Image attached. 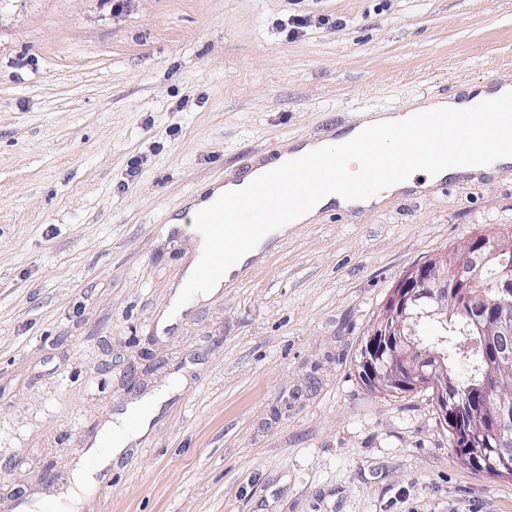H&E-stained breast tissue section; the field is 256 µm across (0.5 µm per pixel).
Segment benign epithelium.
Here are the masks:
<instances>
[{
  "mask_svg": "<svg viewBox=\"0 0 512 512\" xmlns=\"http://www.w3.org/2000/svg\"><path fill=\"white\" fill-rule=\"evenodd\" d=\"M461 253L441 251L409 269L392 288L385 304L363 341L357 366L366 380L381 382L389 391L408 394L419 391L434 375L431 353L414 352L405 364L395 348L415 335L422 320L448 321V289L464 290L479 281L488 263L503 251L499 240L480 235L465 239ZM487 287L497 290L496 298L467 297V312L479 324L487 344L512 343V267L505 266L488 279ZM434 408L440 422L448 425L452 443L472 453L484 467L507 472L512 469V449L501 441L488 447V435L512 429V405L503 401L491 409L487 421L470 410V405L443 389L435 396Z\"/></svg>",
  "mask_w": 512,
  "mask_h": 512,
  "instance_id": "obj_1",
  "label": "benign epithelium"
}]
</instances>
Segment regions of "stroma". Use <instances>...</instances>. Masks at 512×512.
I'll list each match as a JSON object with an SVG mask.
<instances>
[{"mask_svg":"<svg viewBox=\"0 0 512 512\" xmlns=\"http://www.w3.org/2000/svg\"><path fill=\"white\" fill-rule=\"evenodd\" d=\"M505 74L512 0H11L0 512L65 494L103 426L164 390L80 512H512L428 394L355 367L407 270L512 228V171L324 212L207 299L164 231L251 156Z\"/></svg>","mask_w":512,"mask_h":512,"instance_id":"1","label":"stroma"}]
</instances>
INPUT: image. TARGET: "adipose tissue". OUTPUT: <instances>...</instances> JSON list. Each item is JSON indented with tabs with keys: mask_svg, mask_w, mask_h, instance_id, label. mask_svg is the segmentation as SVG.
<instances>
[{
	"mask_svg": "<svg viewBox=\"0 0 512 512\" xmlns=\"http://www.w3.org/2000/svg\"><path fill=\"white\" fill-rule=\"evenodd\" d=\"M512 164V156L506 154L483 153L464 158L462 162L449 169L435 166L408 168L400 176L391 179L372 181L374 195L371 199H351L341 194L325 193L311 196L303 205L297 207L290 215L288 224L277 227V236H285L289 225L309 224L315 222L319 214L326 209L339 208L352 210L383 205L389 198L416 188L417 176H424L426 185H433L443 174L463 176L471 173L496 174ZM159 402H151L131 407L117 414L115 420L102 432L97 441L96 450L91 451L89 460L80 462L72 475V492L67 499L47 501L37 504V512H75L78 495L88 484L95 481L96 476L109 466L124 448L145 432L152 418L158 413Z\"/></svg>",
	"mask_w": 512,
	"mask_h": 512,
	"instance_id": "adipose-tissue-1",
	"label": "adipose tissue"
}]
</instances>
